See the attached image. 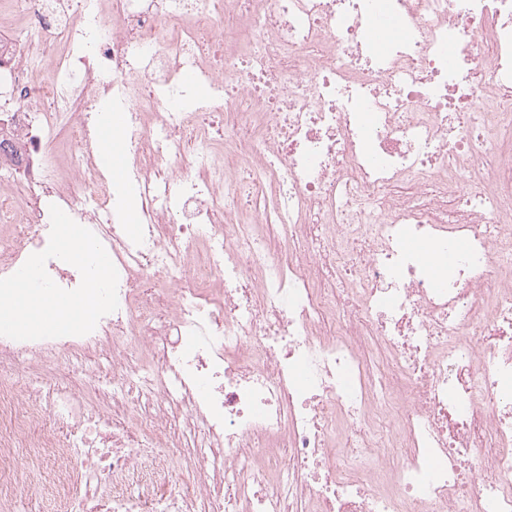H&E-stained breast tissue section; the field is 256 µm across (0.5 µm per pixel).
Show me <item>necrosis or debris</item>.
<instances>
[{
    "mask_svg": "<svg viewBox=\"0 0 512 512\" xmlns=\"http://www.w3.org/2000/svg\"><path fill=\"white\" fill-rule=\"evenodd\" d=\"M9 12L0 307L100 288L91 326L0 331V479L34 448L79 512H512V0Z\"/></svg>",
    "mask_w": 512,
    "mask_h": 512,
    "instance_id": "1",
    "label": "necrosis or debris"
}]
</instances>
